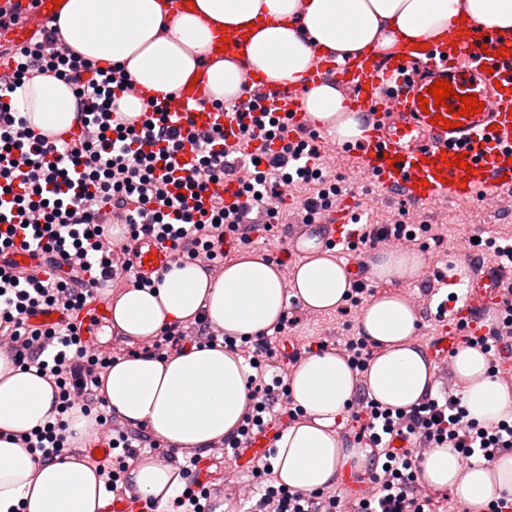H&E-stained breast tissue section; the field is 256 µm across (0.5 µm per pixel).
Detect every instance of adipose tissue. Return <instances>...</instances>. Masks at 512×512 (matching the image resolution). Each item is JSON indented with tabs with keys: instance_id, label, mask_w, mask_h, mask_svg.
<instances>
[{
	"instance_id": "1",
	"label": "adipose tissue",
	"mask_w": 512,
	"mask_h": 512,
	"mask_svg": "<svg viewBox=\"0 0 512 512\" xmlns=\"http://www.w3.org/2000/svg\"><path fill=\"white\" fill-rule=\"evenodd\" d=\"M479 29L512 33V0H196L192 13L171 12L165 0H65L57 16L63 42L99 65H122L131 80L163 97L180 92L204 68L210 98L240 101L252 75L273 87L297 88L309 118L337 143L363 134L359 113L350 111L332 82L310 84L316 55L343 60L367 51L390 52L400 41L419 42L447 32L458 17ZM217 26L251 27L241 60L209 57ZM25 97L32 123L61 132L75 120L76 100L55 77H35ZM302 254L291 279L256 253L225 264L219 276L181 261L172 263L154 288H128L112 299V329L142 340L160 328L205 318L231 338L273 326L289 299L319 314L340 308L352 288L345 266L324 250L316 233L297 243ZM424 255L385 251L369 263L377 281H408L425 268ZM419 317L398 295L367 303L359 331L377 348L365 372L336 351L302 359L288 377V393L300 415L282 432L270 462L279 483L309 493L333 489L341 474L367 464L346 447L339 430L357 389L380 405L405 410L434 386V368L416 344ZM249 368L224 346H195L160 360L146 355L118 359L106 371L101 394L123 421L147 425L161 443L203 450L232 436L251 403ZM453 376L469 417L486 425L512 410V390L492 374L479 348L460 345ZM55 387L17 367L0 350V512H101L103 482L91 465L65 453L34 462L21 435L53 415ZM419 479L479 512L491 496H512V453L492 463L468 466L456 449H430L417 468ZM129 482L144 500L166 503L182 487L175 463L137 459Z\"/></svg>"
}]
</instances>
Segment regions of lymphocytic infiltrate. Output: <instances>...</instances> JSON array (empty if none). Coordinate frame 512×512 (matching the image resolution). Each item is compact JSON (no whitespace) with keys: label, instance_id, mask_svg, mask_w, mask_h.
Here are the masks:
<instances>
[{"label":"lymphocytic infiltrate","instance_id":"lymphocytic-infiltrate-1","mask_svg":"<svg viewBox=\"0 0 512 512\" xmlns=\"http://www.w3.org/2000/svg\"><path fill=\"white\" fill-rule=\"evenodd\" d=\"M56 27H47L43 42L14 51L18 61L11 82H0V206L11 205L18 213L38 212L39 222L22 224V240L48 270L47 280L26 277L22 271H0V337H9L8 351L19 367L36 370L51 379L58 390L56 416L23 439L33 449L37 462H46L63 451H75L69 441L67 414L80 410L95 416L111 432V451L97 460L95 469L106 492L123 497L130 490L127 471L144 449H158L144 427L113 429L112 413L104 409L101 376L112 365L114 355L88 348L76 327L68 323L41 330L30 323L38 311L56 305L79 310L97 293L99 286L125 278L134 287H154V280L133 277L130 268L113 269L104 243L122 234L124 239L155 237L170 246L179 260L224 263L231 257L225 243L252 244L249 228L242 223L245 209H257L280 198L283 186L293 183L304 189L301 205L308 214L331 207L339 186L323 178L322 152L316 138L297 140L287 125L277 119L258 117L242 125L238 151L255 155L258 165L243 181L245 201L225 206L212 199L203 204L212 184L235 176L237 167L224 150V135L202 134L204 144L199 169L181 175L169 162L161 145L178 138L176 128L165 125H133L120 111L126 73L117 66L100 67L96 62L60 47ZM51 75L72 89L77 119L92 123L98 133L92 140L75 138L54 143L35 135L23 116L16 92L40 75ZM195 207H187V198ZM140 202V212L126 209L127 200ZM284 324L273 331L284 332ZM270 331V332H273ZM270 332L261 331L241 339L253 370L248 378L253 403L245 413L237 435L228 440L234 449L256 431L271 424L268 412L288 397L283 373L267 375L275 354ZM219 332L205 320L163 327L153 336L144 354L165 358L189 345L217 344ZM358 404L365 421L356 439H369V479L376 490L358 502V512H432L433 500L416 491L420 444L457 448L462 458L493 462L501 450L512 448V423L485 426L469 419L458 394L425 397L402 411L383 408L366 394ZM403 447H395V440ZM200 455L185 457L180 472L184 491L175 495L176 512H217L218 495L201 487L196 473ZM260 496L248 512H340L341 500L334 493L317 490L299 493L274 483L269 461H262L252 476Z\"/></svg>","mask_w":512,"mask_h":512}]
</instances>
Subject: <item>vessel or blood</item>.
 Segmentation results:
<instances>
[{"instance_id": "b4317fda", "label": "vessel or blood", "mask_w": 512, "mask_h": 512, "mask_svg": "<svg viewBox=\"0 0 512 512\" xmlns=\"http://www.w3.org/2000/svg\"><path fill=\"white\" fill-rule=\"evenodd\" d=\"M52 0H0V52L25 45L37 37L55 16ZM245 32L224 30L214 39V48L234 55L244 47ZM506 55H499V48ZM310 82L336 81L352 106L363 112L367 131L352 146L354 172L374 179L384 190L399 189L402 198L413 205L440 199L464 201L512 193V34L479 35L473 23L452 26L447 33L428 40L425 50L412 44H399L395 51H371L336 61L317 58L309 72ZM450 83L457 93L449 106H437L436 114L454 110L462 115L456 128L430 123L420 109L418 98L435 81ZM476 96L481 112L462 114L461 96ZM203 83L183 89L164 105L168 123L180 132L175 154L184 169L198 165L200 148L196 134L220 128L224 147L232 149L238 141V115L249 107L261 106L274 115L289 117L288 133L299 137L314 127L300 105L299 90L272 88L262 80L252 82L246 101L217 110L205 102ZM464 157L465 167L454 166ZM354 209L351 196H343L324 212L320 222L326 240L345 243L351 238L350 218ZM176 258L155 238L138 239L133 257L137 275L150 278L160 274ZM512 306V266L490 260L474 273L472 290L466 300L444 318L443 329L431 342L429 351L438 366L448 364V353L458 343L456 332L478 336L490 334L488 308L505 310ZM112 311L107 299L98 297L78 311L73 323L86 345H94L95 326L110 323ZM270 435L255 434L243 447L232 450L229 464L243 469L268 446Z\"/></svg>"}]
</instances>
